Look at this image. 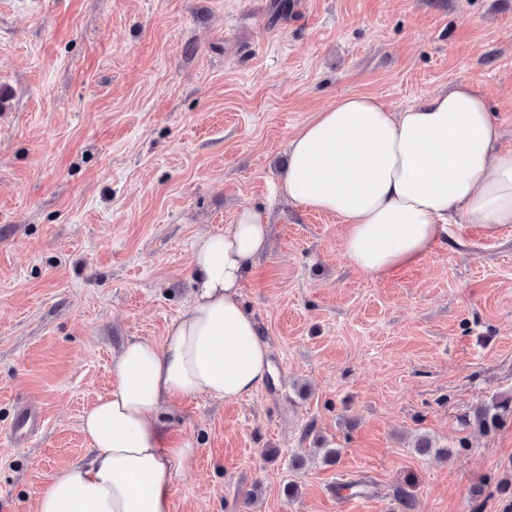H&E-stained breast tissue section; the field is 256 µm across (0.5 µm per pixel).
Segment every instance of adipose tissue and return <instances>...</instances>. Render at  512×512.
Wrapping results in <instances>:
<instances>
[{
    "label": "adipose tissue",
    "mask_w": 512,
    "mask_h": 512,
    "mask_svg": "<svg viewBox=\"0 0 512 512\" xmlns=\"http://www.w3.org/2000/svg\"><path fill=\"white\" fill-rule=\"evenodd\" d=\"M487 100L460 81L394 112L351 95L318 112L290 141L282 189L293 203L337 216L343 248L382 278L446 245L448 221L488 231L512 224V150ZM264 216L241 209L200 238L194 294L163 343L135 338L112 362V388L84 412L92 458L45 484L38 512H171L177 464L160 410L185 396L236 401L262 388L271 363L240 288L267 246Z\"/></svg>",
    "instance_id": "ef3b65f1"
}]
</instances>
